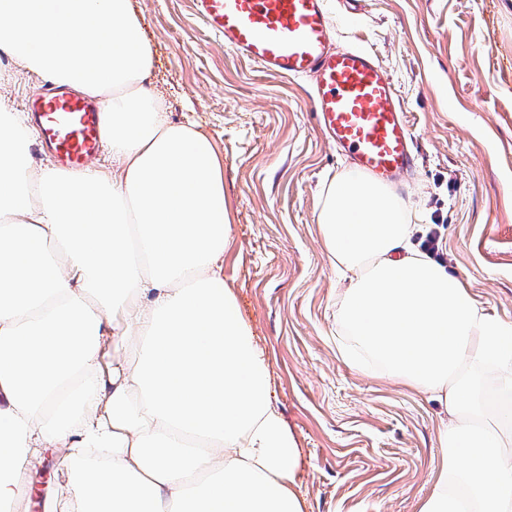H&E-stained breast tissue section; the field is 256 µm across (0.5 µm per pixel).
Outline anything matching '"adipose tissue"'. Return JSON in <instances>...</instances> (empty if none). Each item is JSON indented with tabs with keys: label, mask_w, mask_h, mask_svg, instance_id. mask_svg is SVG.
<instances>
[{
	"label": "adipose tissue",
	"mask_w": 512,
	"mask_h": 512,
	"mask_svg": "<svg viewBox=\"0 0 512 512\" xmlns=\"http://www.w3.org/2000/svg\"><path fill=\"white\" fill-rule=\"evenodd\" d=\"M0 51L100 103L113 170L33 172L0 112V504L47 449L43 512H306L296 440L224 279V159L168 121L130 0H0ZM319 231L349 272L345 357L435 396L442 465L420 512H512V325L446 266L388 187L326 181Z\"/></svg>",
	"instance_id": "ef3b65f1"
}]
</instances>
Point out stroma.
I'll use <instances>...</instances> for the list:
<instances>
[{
  "instance_id": "1",
  "label": "stroma",
  "mask_w": 512,
  "mask_h": 512,
  "mask_svg": "<svg viewBox=\"0 0 512 512\" xmlns=\"http://www.w3.org/2000/svg\"><path fill=\"white\" fill-rule=\"evenodd\" d=\"M335 43L392 74L419 151L399 197L436 254L512 323V0H328ZM172 122H196L224 156L232 243L224 277L270 362V397L300 452L307 512H419L447 418L429 395L344 362L336 299L347 282L317 226L326 179L349 170L310 110L311 82L225 48L192 0H130ZM44 82L0 53V112Z\"/></svg>"
}]
</instances>
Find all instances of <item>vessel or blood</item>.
Here are the masks:
<instances>
[{"label": "vessel or blood", "instance_id": "b4317fda", "mask_svg": "<svg viewBox=\"0 0 512 512\" xmlns=\"http://www.w3.org/2000/svg\"><path fill=\"white\" fill-rule=\"evenodd\" d=\"M225 48L288 77H313L312 110L355 173L395 189L415 174V136L391 73L361 47L334 49L327 0H193ZM41 145L61 169L89 167L103 148L102 109L52 84L28 101Z\"/></svg>", "mask_w": 512, "mask_h": 512}]
</instances>
